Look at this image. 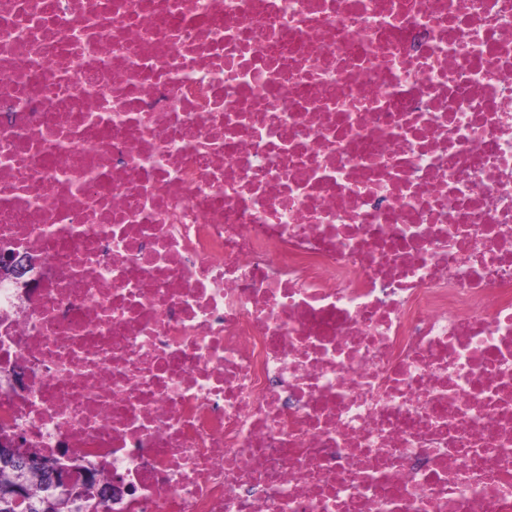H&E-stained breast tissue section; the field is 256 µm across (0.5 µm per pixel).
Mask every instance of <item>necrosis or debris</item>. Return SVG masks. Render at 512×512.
Instances as JSON below:
<instances>
[{
	"label": "necrosis or debris",
	"mask_w": 512,
	"mask_h": 512,
	"mask_svg": "<svg viewBox=\"0 0 512 512\" xmlns=\"http://www.w3.org/2000/svg\"><path fill=\"white\" fill-rule=\"evenodd\" d=\"M1 250L98 512H512V0H0Z\"/></svg>",
	"instance_id": "obj_1"
}]
</instances>
